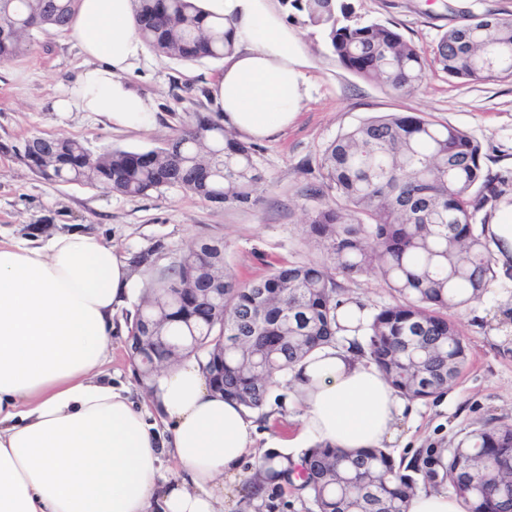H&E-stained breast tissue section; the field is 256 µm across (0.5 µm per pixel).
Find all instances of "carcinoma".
Segmentation results:
<instances>
[{"instance_id":"carcinoma-1","label":"carcinoma","mask_w":512,"mask_h":512,"mask_svg":"<svg viewBox=\"0 0 512 512\" xmlns=\"http://www.w3.org/2000/svg\"><path fill=\"white\" fill-rule=\"evenodd\" d=\"M320 30L326 48L357 76L410 94L428 62L448 78H512V17L467 16L444 32L427 60L395 29L352 19L345 0H282ZM75 0H0V63L28 50L40 35L63 30ZM136 29L154 52L184 62L219 60L234 52L224 19L206 20L198 0H136ZM33 135L14 153L43 180L83 183L122 196L177 187L215 205L255 206L266 182L252 143L219 120L194 113L160 148L106 149L53 137L67 157L59 165L36 157ZM481 145L465 131L417 114L371 117L336 137L321 166L334 198L307 214L321 264H280L243 283L226 268L224 244L201 240L166 268L139 252L131 267L148 275L128 332L146 390L161 368L195 357L210 385L250 411L270 388L315 350L334 346L341 330L336 276L375 275L395 302L358 319V352L409 400L439 397L464 372L467 346L451 309L478 303L496 281L478 218L508 178L484 172ZM432 448L407 462L385 448L347 453L328 444L305 450L300 462L270 450L245 480L241 512H278L291 486L314 512H408L420 488L444 484L464 497L468 512H512V423L468 432L448 450Z\"/></svg>"}]
</instances>
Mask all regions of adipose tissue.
I'll return each mask as SVG.
<instances>
[{
    "instance_id": "ef3b65f1",
    "label": "adipose tissue",
    "mask_w": 512,
    "mask_h": 512,
    "mask_svg": "<svg viewBox=\"0 0 512 512\" xmlns=\"http://www.w3.org/2000/svg\"><path fill=\"white\" fill-rule=\"evenodd\" d=\"M229 18L235 53L213 85L225 126L256 139L288 127L309 92L295 35L268 0H200ZM85 59L54 112H95L116 127L156 114L125 79L145 53L133 0H78L70 23ZM132 290L111 245L79 230L45 244L0 241V512H230L255 453L253 415L214 394L194 358L157 377V434L126 387L102 377L115 312ZM315 351L293 373L304 407L295 444L382 448L408 402L353 348ZM180 467L165 479L163 458Z\"/></svg>"
}]
</instances>
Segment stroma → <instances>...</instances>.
<instances>
[{
	"label": "stroma",
	"mask_w": 512,
	"mask_h": 512,
	"mask_svg": "<svg viewBox=\"0 0 512 512\" xmlns=\"http://www.w3.org/2000/svg\"><path fill=\"white\" fill-rule=\"evenodd\" d=\"M350 2L357 22L388 25L427 56L443 32L463 24L467 12L512 14V0ZM283 21L306 59L311 90L291 125L258 141L267 182L262 202L252 208L214 205L177 187L130 197L83 184H49L13 152L36 134L77 139L94 151L162 146L188 114L218 115L212 85L224 70L223 60L184 63L147 52L126 79L157 114L148 131L113 127L92 112L49 110V99L83 67L70 34L41 36L25 54L0 65V239L21 241L27 226L52 224L60 233L87 231L126 260L163 245L161 266L175 261L191 242L220 241L226 263L242 282L261 279L283 262L319 263L324 253L308 233L306 215L321 204L307 191L324 181L322 153L349 127L391 112L424 115L466 131L482 147L485 170L511 179L502 196L488 204V213L495 218L512 209V79L456 81L433 65L420 90L401 94L345 69L325 49L321 33L300 17L287 15ZM143 283V274H135L134 289L117 312L122 324L103 370L145 406L149 396L130 358L123 324L140 302ZM452 317L467 345V368L438 398L413 402L391 450L394 458L454 447L466 433L494 420L512 423V265L499 268L483 300ZM288 392L285 381L271 388L257 426L258 450L287 451L298 430L301 412L288 406Z\"/></svg>",
	"instance_id": "obj_1"
}]
</instances>
